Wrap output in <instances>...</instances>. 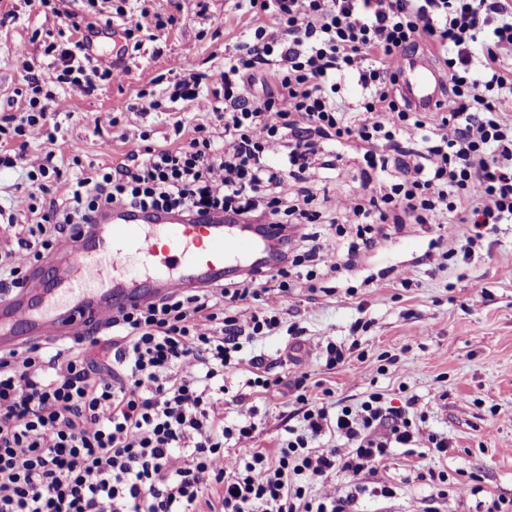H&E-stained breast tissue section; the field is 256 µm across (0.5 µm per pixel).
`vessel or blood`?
I'll list each match as a JSON object with an SVG mask.
<instances>
[{"label": "vessel or blood", "mask_w": 512, "mask_h": 512, "mask_svg": "<svg viewBox=\"0 0 512 512\" xmlns=\"http://www.w3.org/2000/svg\"><path fill=\"white\" fill-rule=\"evenodd\" d=\"M443 89L427 61L412 57L403 64L400 90L415 111L433 109ZM276 235L270 226L254 237L220 215L198 220L105 205L73 242L63 272L33 295L0 301V350L64 338L157 294L222 279L225 265L248 262Z\"/></svg>", "instance_id": "obj_1"}]
</instances>
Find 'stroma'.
I'll return each mask as SVG.
<instances>
[{
  "label": "stroma",
  "mask_w": 512,
  "mask_h": 512,
  "mask_svg": "<svg viewBox=\"0 0 512 512\" xmlns=\"http://www.w3.org/2000/svg\"><path fill=\"white\" fill-rule=\"evenodd\" d=\"M178 4L132 0V11L144 7L175 22L156 38L143 39L110 80L85 94L62 90L43 49L59 39L65 13L88 12L86 0H56L52 11L38 0H0V117L26 112L29 65H37L42 84L60 97L49 116L57 126L54 141L35 140L27 148L32 159L54 152L58 172L45 179L51 192L37 195L33 209H5L0 225L37 223V210L50 199H62L64 181L76 171L72 143L80 144L82 163L108 165L138 150L143 132L158 146L189 142L198 124L223 136V122L194 103H180L172 112H144L135 105L139 90L162 97L185 75L222 69L225 54L253 24L235 0H201L188 12ZM180 114L187 120L179 134L173 123ZM430 239L419 227H406L366 253L352 272L318 277L314 293L296 290L279 310V328L248 348L247 362L225 375L230 391L240 390L250 375V357L258 355L283 377L297 366L307 371V393L313 397L327 390L333 400L355 405L375 391L390 406L415 398L414 412L425 418L422 430L447 436L452 450L441 459H420L391 449L378 474L365 478L367 490L355 502V512H488L493 501L512 500V223L498 225L483 240L480 258L467 264L426 260ZM394 266L409 267L410 287L388 277ZM379 274L382 288L370 289L366 277ZM328 287L333 295H325ZM293 334L345 347L344 362L330 370L303 355L287 361ZM253 403L259 410L254 444L274 451L288 427L301 424L292 391L282 384ZM415 465L475 474L479 489L436 497L414 478ZM384 482L393 488V498L373 495V487Z\"/></svg>",
  "instance_id": "stroma-1"
}]
</instances>
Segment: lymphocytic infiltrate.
<instances>
[{
    "label": "lymphocytic infiltrate",
    "instance_id": "1",
    "mask_svg": "<svg viewBox=\"0 0 512 512\" xmlns=\"http://www.w3.org/2000/svg\"><path fill=\"white\" fill-rule=\"evenodd\" d=\"M268 15L224 67L178 81L171 101H192L224 123L217 141L196 125L187 144L144 146L70 180L65 202L50 201L40 223L1 230L0 296L23 287L32 263L58 239L74 238L112 201L132 212L223 215L225 223L279 228L269 263L250 277L169 292L91 324L66 340L0 351V512H352L391 448L447 456V437L423 433L414 399L386 405L309 400L308 373H293L300 432L275 454L254 446L247 393L282 379L270 370L236 393L239 421L224 423L227 370L245 344L280 325L278 303L313 288L315 263L351 264L387 239L386 225L431 224L432 248L470 261L495 225L512 222V0H237ZM77 41L49 42L58 79L91 93L113 63L89 56L96 21L70 14ZM427 51L448 89L433 113L411 110L397 85L403 57ZM355 79L354 107L337 99ZM29 110L13 128V155L26 161L56 102L37 76ZM364 166L359 190L318 210L322 171H343L348 148ZM336 235L354 230L337 247ZM276 290H268V282ZM342 447H315L324 436ZM350 478L352 493L329 483Z\"/></svg>",
    "mask_w": 512,
    "mask_h": 512
}]
</instances>
